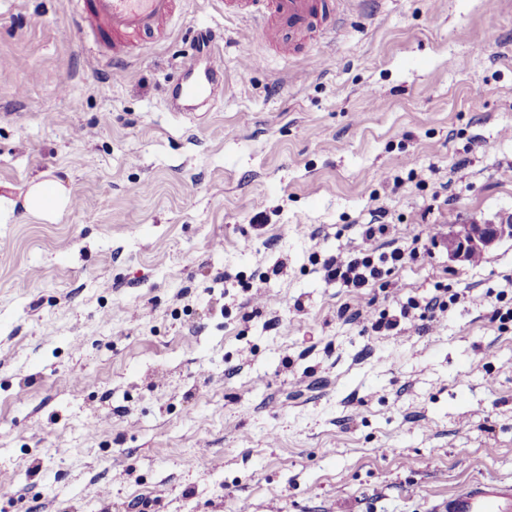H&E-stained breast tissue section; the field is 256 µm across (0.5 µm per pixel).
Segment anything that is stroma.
<instances>
[{
	"label": "stroma",
	"instance_id": "stroma-1",
	"mask_svg": "<svg viewBox=\"0 0 512 512\" xmlns=\"http://www.w3.org/2000/svg\"><path fill=\"white\" fill-rule=\"evenodd\" d=\"M224 2L181 0L112 77L78 0H0V512H434L512 482V236L478 267L436 243L512 216V0H347L257 69ZM202 23L222 99L168 111ZM35 179L72 205L27 214ZM376 213L416 258L325 282ZM440 286L464 297L430 329L352 318Z\"/></svg>",
	"mask_w": 512,
	"mask_h": 512
}]
</instances>
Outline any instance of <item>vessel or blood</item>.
<instances>
[{"label": "vessel or blood", "mask_w": 512, "mask_h": 512, "mask_svg": "<svg viewBox=\"0 0 512 512\" xmlns=\"http://www.w3.org/2000/svg\"><path fill=\"white\" fill-rule=\"evenodd\" d=\"M342 0H233L234 9L260 30L264 44L281 55L294 53L283 30L294 34L322 33L336 27ZM179 0H84L74 16L79 32L106 40L103 66L121 70L129 65L142 41L161 38L178 15ZM224 75L222 48L207 56L186 57L167 89L171 111H181V99L208 107ZM438 512H512V483L477 481L449 495Z\"/></svg>", "instance_id": "vessel-or-blood-1"}]
</instances>
